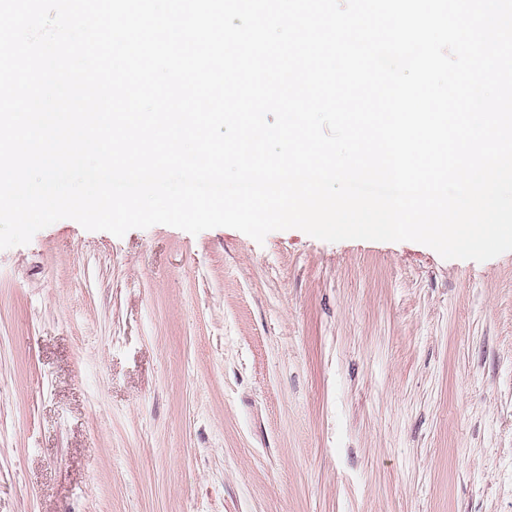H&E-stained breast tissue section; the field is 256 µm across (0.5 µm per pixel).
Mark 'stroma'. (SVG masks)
<instances>
[{
    "label": "stroma",
    "mask_w": 512,
    "mask_h": 512,
    "mask_svg": "<svg viewBox=\"0 0 512 512\" xmlns=\"http://www.w3.org/2000/svg\"><path fill=\"white\" fill-rule=\"evenodd\" d=\"M0 512H512V251L72 219L0 250Z\"/></svg>",
    "instance_id": "stroma-1"
}]
</instances>
